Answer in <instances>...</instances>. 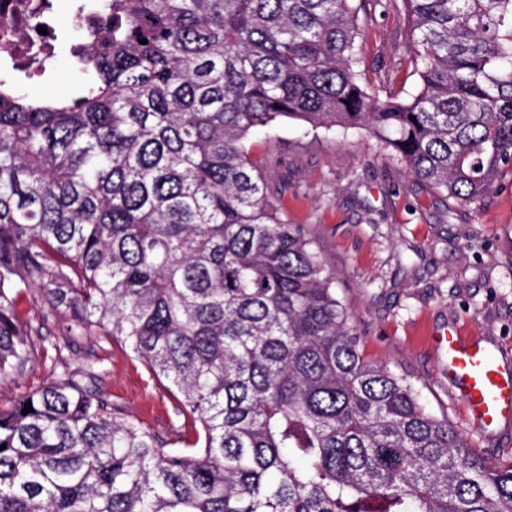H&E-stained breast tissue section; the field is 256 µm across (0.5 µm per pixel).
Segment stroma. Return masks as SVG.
<instances>
[{
  "mask_svg": "<svg viewBox=\"0 0 512 512\" xmlns=\"http://www.w3.org/2000/svg\"><path fill=\"white\" fill-rule=\"evenodd\" d=\"M365 82L379 97L406 98L411 76L408 22L395 0H357ZM62 32L52 69L25 79L0 73L43 98L77 94L87 80ZM250 154L266 172L268 193L289 223L316 241L351 313L364 357L407 375L428 408L447 416L479 456L512 465V440L496 444L467 421L427 338L457 326L494 337L512 359V175L460 203L417 180L361 130L309 131L283 121L254 134ZM19 309L33 329L62 336L65 323L25 288ZM104 360V387L126 417L170 440L191 430L168 382L118 342L67 350L72 367Z\"/></svg>",
  "mask_w": 512,
  "mask_h": 512,
  "instance_id": "1",
  "label": "stroma"
}]
</instances>
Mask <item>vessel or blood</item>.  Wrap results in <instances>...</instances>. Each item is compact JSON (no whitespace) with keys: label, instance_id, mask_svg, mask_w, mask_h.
Here are the masks:
<instances>
[{"label":"vessel or blood","instance_id":"obj_1","mask_svg":"<svg viewBox=\"0 0 512 512\" xmlns=\"http://www.w3.org/2000/svg\"><path fill=\"white\" fill-rule=\"evenodd\" d=\"M430 341L470 424L492 434L512 423V369L501 363L493 343L456 327L434 333Z\"/></svg>","mask_w":512,"mask_h":512}]
</instances>
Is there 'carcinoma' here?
Instances as JSON below:
<instances>
[{
	"label": "carcinoma",
	"mask_w": 512,
	"mask_h": 512,
	"mask_svg": "<svg viewBox=\"0 0 512 512\" xmlns=\"http://www.w3.org/2000/svg\"><path fill=\"white\" fill-rule=\"evenodd\" d=\"M354 2L102 0L66 21L78 96L0 81V381L52 362L0 409V512H512V465L364 358L247 146L281 120L364 130L431 188L482 196L512 173V0H402L418 89L385 100ZM26 287L64 342L21 316ZM87 336L168 380L193 438L122 416L101 358L71 369Z\"/></svg>",
	"instance_id": "obj_1"
}]
</instances>
